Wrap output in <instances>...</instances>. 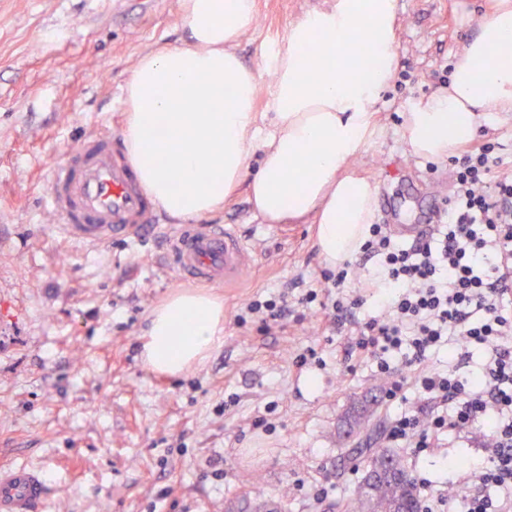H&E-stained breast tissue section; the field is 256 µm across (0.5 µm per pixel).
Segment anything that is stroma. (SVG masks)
I'll return each mask as SVG.
<instances>
[{
  "label": "stroma",
  "instance_id": "obj_1",
  "mask_svg": "<svg viewBox=\"0 0 512 512\" xmlns=\"http://www.w3.org/2000/svg\"><path fill=\"white\" fill-rule=\"evenodd\" d=\"M473 0H398L394 76L378 129L355 162L381 197L436 186L456 191L448 160L413 155L403 114L447 87L454 56L480 15ZM328 0H257V21L235 46L255 71L257 111L273 79L264 60L288 30ZM185 38L181 0H0V466L45 473L37 512H231L241 499L284 497L286 512H312L351 496L362 477L345 461L358 437L348 412L365 397L384 421L386 379L349 367L346 338L318 304L285 327L258 329L237 316L295 278L324 287L327 264L315 225H273L257 215L247 183L204 216L233 224L253 255L238 288L181 280L168 240L179 223L159 212L137 237L90 247L70 240L45 200L53 167L86 137L122 140L124 88L141 57ZM495 145L512 173V112H497L469 143ZM204 292L224 305V342L179 375L151 370L142 348L152 311L171 296ZM318 362L299 368L297 355ZM264 427H255L256 418ZM477 423L407 456L412 472L447 490L444 458L483 457ZM256 470V483L245 469Z\"/></svg>",
  "mask_w": 512,
  "mask_h": 512
}]
</instances>
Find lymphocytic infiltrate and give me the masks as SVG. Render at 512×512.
I'll use <instances>...</instances> for the list:
<instances>
[{"label":"lymphocytic infiltrate","instance_id":"lymphocytic-infiltrate-1","mask_svg":"<svg viewBox=\"0 0 512 512\" xmlns=\"http://www.w3.org/2000/svg\"><path fill=\"white\" fill-rule=\"evenodd\" d=\"M489 153L471 147L452 157L455 196L443 221L415 242L371 225L362 252L379 258L382 274L368 318L356 316L362 296L343 290L348 262L326 274L324 293L298 298L348 328L346 360L373 363L388 379L385 398L401 407L384 426L389 444L418 453L434 433L487 424L485 455L470 466L463 495L447 498L417 479L421 512H512V177L492 170ZM472 344L487 355L470 376L463 368ZM443 347L454 370L429 364Z\"/></svg>","mask_w":512,"mask_h":512}]
</instances>
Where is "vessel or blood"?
Here are the masks:
<instances>
[{
    "label": "vessel or blood",
    "mask_w": 512,
    "mask_h": 512,
    "mask_svg": "<svg viewBox=\"0 0 512 512\" xmlns=\"http://www.w3.org/2000/svg\"><path fill=\"white\" fill-rule=\"evenodd\" d=\"M48 203L70 238L103 245L149 225L154 212L132 166L111 136L85 139L52 170ZM170 257L184 280L238 287L253 265L233 225L186 224L173 235ZM48 493L39 470L0 467V512H34Z\"/></svg>",
    "instance_id": "1"
}]
</instances>
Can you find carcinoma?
Segmentation results:
<instances>
[{"mask_svg": "<svg viewBox=\"0 0 512 512\" xmlns=\"http://www.w3.org/2000/svg\"><path fill=\"white\" fill-rule=\"evenodd\" d=\"M374 406L368 402L356 408L349 420L350 431L368 429ZM348 460L358 466L371 468L365 481L368 495L357 492L339 512H421L420 500L404 457L388 448H350Z\"/></svg>", "mask_w": 512, "mask_h": 512, "instance_id": "obj_1", "label": "carcinoma"}]
</instances>
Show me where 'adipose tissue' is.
Masks as SVG:
<instances>
[{"mask_svg":"<svg viewBox=\"0 0 512 512\" xmlns=\"http://www.w3.org/2000/svg\"><path fill=\"white\" fill-rule=\"evenodd\" d=\"M256 0H184L183 45L139 61L125 87L126 152L143 189L172 217L211 214L242 180L252 145L261 165L248 185L273 222L312 219L324 260L350 259L368 237L376 192L349 172L373 136L376 104L397 65L398 0H333L288 33L268 57L266 111L234 46ZM512 112V0H495L456 55L451 86L408 112L401 133L414 154L448 157L482 112ZM224 339V306L180 293L151 316L143 360L177 375Z\"/></svg>","mask_w":512,"mask_h":512,"instance_id":"obj_1","label":"adipose tissue"}]
</instances>
